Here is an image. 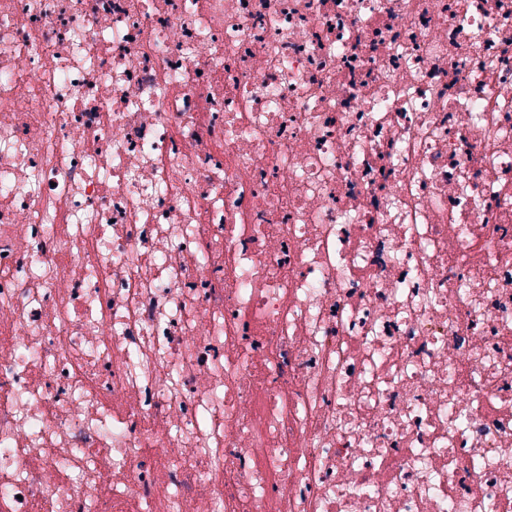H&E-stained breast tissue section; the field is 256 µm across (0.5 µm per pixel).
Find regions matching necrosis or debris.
<instances>
[{"label":"necrosis or debris","mask_w":512,"mask_h":512,"mask_svg":"<svg viewBox=\"0 0 512 512\" xmlns=\"http://www.w3.org/2000/svg\"><path fill=\"white\" fill-rule=\"evenodd\" d=\"M0 512H512V0H0Z\"/></svg>","instance_id":"necrosis-or-debris-1"}]
</instances>
